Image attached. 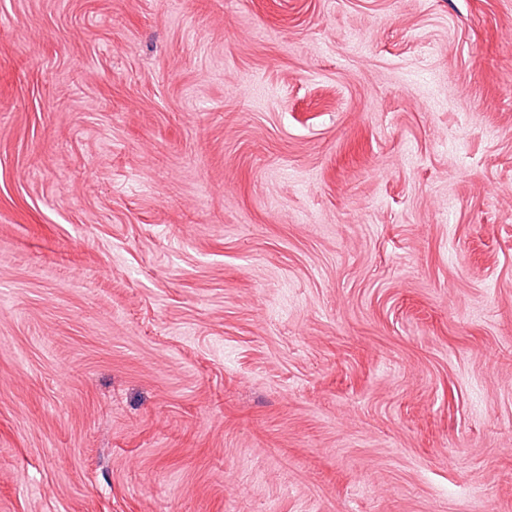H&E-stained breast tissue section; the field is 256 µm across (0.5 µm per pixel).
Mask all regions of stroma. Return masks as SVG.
Here are the masks:
<instances>
[{"label":"stroma","instance_id":"stroma-1","mask_svg":"<svg viewBox=\"0 0 512 512\" xmlns=\"http://www.w3.org/2000/svg\"><path fill=\"white\" fill-rule=\"evenodd\" d=\"M0 512H512V0H0Z\"/></svg>","mask_w":512,"mask_h":512}]
</instances>
